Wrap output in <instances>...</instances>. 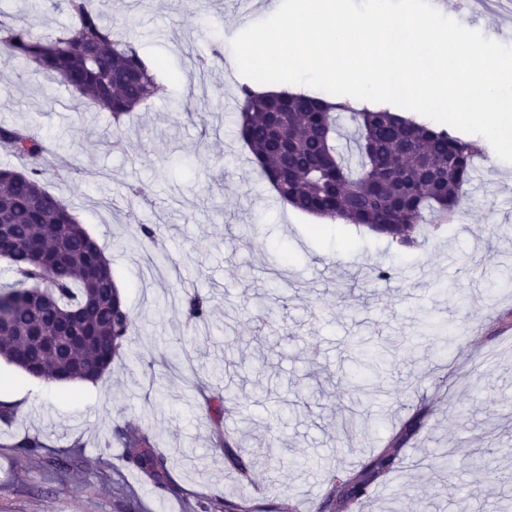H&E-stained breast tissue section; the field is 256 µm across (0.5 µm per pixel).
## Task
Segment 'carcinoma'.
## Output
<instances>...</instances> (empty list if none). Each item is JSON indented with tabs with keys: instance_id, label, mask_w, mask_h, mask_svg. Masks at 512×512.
Segmentation results:
<instances>
[{
	"instance_id": "carcinoma-1",
	"label": "carcinoma",
	"mask_w": 512,
	"mask_h": 512,
	"mask_svg": "<svg viewBox=\"0 0 512 512\" xmlns=\"http://www.w3.org/2000/svg\"><path fill=\"white\" fill-rule=\"evenodd\" d=\"M103 0H44L64 10L70 24L43 31L31 22H0V48L23 67L45 73L112 115L123 117L164 92L156 66L147 63L127 36L113 34ZM243 100L239 135L253 162L279 199L302 212L366 226L402 246H412L425 221L439 226L456 214L466 194L480 146L446 129H436L389 107L357 108L305 94L257 93L240 87ZM281 113L282 152L270 139L272 113ZM0 149L29 166L0 168V228L16 242L8 258L16 280L0 287V359L29 376L52 382H96L128 343L134 320L120 297L112 269L99 244L72 209L49 194L38 164L43 142L19 126L0 127ZM47 240L63 253L48 266L33 253ZM190 326L208 322L207 301L185 298ZM81 310L94 332L88 344L65 359L46 352L33 337L53 332L62 316ZM216 415L224 458L240 479L251 481L252 455L242 450L252 419L242 417L234 436L223 430L224 407ZM425 414L409 417L357 470L335 475L321 508L351 512L370 490L386 482L402 463L403 447L424 427ZM123 458L164 491L170 484L167 458L148 436L130 425L114 429Z\"/></svg>"
}]
</instances>
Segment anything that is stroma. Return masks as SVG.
Returning <instances> with one entry per match:
<instances>
[{
    "label": "stroma",
    "instance_id": "35a3bbf8",
    "mask_svg": "<svg viewBox=\"0 0 512 512\" xmlns=\"http://www.w3.org/2000/svg\"><path fill=\"white\" fill-rule=\"evenodd\" d=\"M106 9L168 85L125 117V149L104 142L109 113L1 50L0 126L43 141L44 184L102 247L136 329L92 386L0 360V394L20 403L15 420L0 422V512H189L203 501L224 512L228 500L319 512L330 475L357 468L419 406L427 423L405 447L404 469L353 512H389L394 496L430 512L512 505V163L484 144L455 223L414 248L321 223L280 203L252 163L238 134L243 76L227 80L222 57L190 75L192 58L242 31L230 0H107ZM20 13L49 30L68 23L42 0H0V16ZM139 183L151 185L149 200L129 199ZM142 224L160 226L154 241L139 242ZM378 263L392 268L389 281L373 279ZM185 289L209 298V337L187 328ZM427 316L456 338L421 335ZM381 349L378 369L364 371ZM227 389L228 414L254 421L244 445L261 460L249 486L236 483L204 410L206 396ZM351 407L360 426L346 436L338 420ZM283 408L281 442L268 446ZM128 421L164 451L173 490L121 461L113 429ZM27 436L45 443L30 461L15 447ZM69 449L79 470L50 469ZM478 449L489 475L469 470Z\"/></svg>",
    "mask_w": 512,
    "mask_h": 512
}]
</instances>
